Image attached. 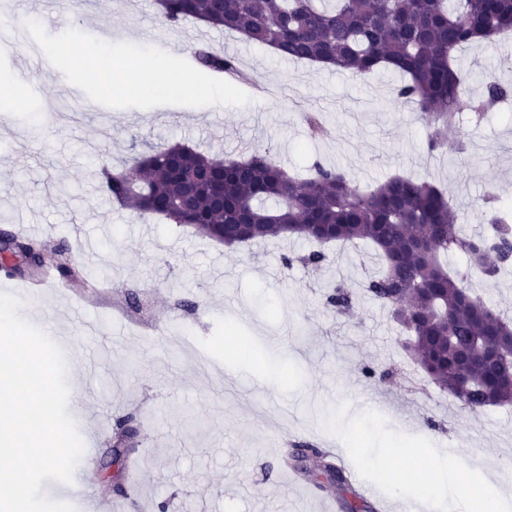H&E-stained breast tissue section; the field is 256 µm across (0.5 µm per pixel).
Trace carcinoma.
I'll list each match as a JSON object with an SVG mask.
<instances>
[{"label":"carcinoma","instance_id":"1","mask_svg":"<svg viewBox=\"0 0 512 512\" xmlns=\"http://www.w3.org/2000/svg\"><path fill=\"white\" fill-rule=\"evenodd\" d=\"M157 0L158 17L169 28L199 21L272 49L280 58L319 64L367 75L381 67L406 76L397 101L416 105L427 129L431 154L448 147L462 82L456 53L476 41L493 42L512 29V0ZM197 65L210 72H238L236 59L205 44L192 47ZM512 97V87L486 82L483 98L473 106L481 117ZM220 160L183 144L149 145L122 171L101 170L99 192L139 214H155L192 227L205 238L227 245L276 237L306 239L316 248L284 255L282 267L299 262L322 268L327 244L368 243L381 270L369 277L365 292L388 309L408 332L409 348L425 375L472 413L512 404V376L487 364L484 340L512 343V322L504 319L465 287L476 274L496 282L512 266V218L488 194L490 228L474 235L461 231L463 214L446 191L425 179L392 176L371 190L360 189L344 170L314 161L300 175L254 150L242 160ZM38 247L48 259L23 270L22 278H39L54 267L61 279L79 278L69 247L13 238L3 252L28 258ZM466 258L465 270L448 269V253ZM354 295L339 286L325 295L327 307L341 313L355 306ZM134 416L118 418L107 451L108 469L126 470L138 446ZM320 474L348 484L327 455Z\"/></svg>","mask_w":512,"mask_h":512}]
</instances>
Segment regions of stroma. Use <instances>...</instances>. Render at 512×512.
<instances>
[{
  "mask_svg": "<svg viewBox=\"0 0 512 512\" xmlns=\"http://www.w3.org/2000/svg\"><path fill=\"white\" fill-rule=\"evenodd\" d=\"M18 18H43L48 34L77 27L113 41L154 44L189 58L203 42L218 52L237 47V61L258 87L243 106L89 111L54 66L30 69L37 44L0 45V230L23 231L74 253L93 247L102 285L84 280L33 293L27 280L0 268V292L37 309L66 343L68 411L92 469L106 456L116 417L140 423L135 454L141 477L129 491L130 512H345L360 497L380 512L404 489L379 472L404 447L425 461L482 454L512 475V405L479 413L461 409L428 382L389 312L363 296L378 268L371 246L330 248L329 265L283 270L281 257L309 250L303 239L267 240L237 248L157 216L141 217L98 190L102 165L120 171L132 142H181L221 158L244 148L269 152L301 170L313 161L347 170L361 187L393 175L428 179L485 227L484 196L512 204V104L476 119L468 106L488 77L512 81V37L465 47L456 64L464 97L449 140L463 153L430 155L426 128L412 104L395 101L402 77L381 68L365 76L284 60L270 49L200 23L173 30L154 0H12ZM322 115L330 136L311 137L304 113ZM276 268L273 276L265 268ZM358 295L347 314L324 305L329 287ZM112 321L114 340L97 354L102 333L88 320ZM376 369L365 376L363 367ZM330 454L360 482L349 488L323 479L293 480L279 450L287 431ZM45 494L76 512H100L113 498L99 476Z\"/></svg>",
  "mask_w": 512,
  "mask_h": 512,
  "instance_id": "stroma-1",
  "label": "stroma"
}]
</instances>
